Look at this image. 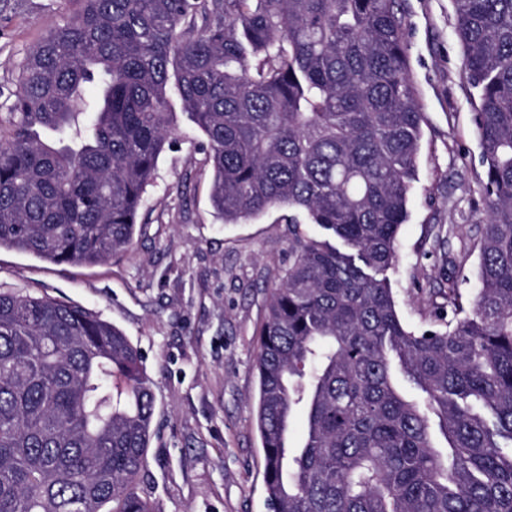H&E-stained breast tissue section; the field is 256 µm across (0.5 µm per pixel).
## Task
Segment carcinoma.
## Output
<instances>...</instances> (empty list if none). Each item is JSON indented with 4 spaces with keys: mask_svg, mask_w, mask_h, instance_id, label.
<instances>
[{
    "mask_svg": "<svg viewBox=\"0 0 512 512\" xmlns=\"http://www.w3.org/2000/svg\"><path fill=\"white\" fill-rule=\"evenodd\" d=\"M77 3L19 66L0 133V248L58 265L126 253L177 92L206 138L218 218L284 207L288 223L303 211L329 233L296 240L260 332L271 512H512V0H452L487 221L472 308L450 276L448 320L422 332L386 277L424 124L397 0ZM299 409L292 453L283 436ZM153 413L120 329L0 291V512H154L135 491Z\"/></svg>",
    "mask_w": 512,
    "mask_h": 512,
    "instance_id": "obj_1",
    "label": "carcinoma"
}]
</instances>
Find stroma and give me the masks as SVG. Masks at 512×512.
I'll list each match as a JSON object with an SVG mask.
<instances>
[{"mask_svg":"<svg viewBox=\"0 0 512 512\" xmlns=\"http://www.w3.org/2000/svg\"><path fill=\"white\" fill-rule=\"evenodd\" d=\"M73 8L72 0H0V119L27 51ZM400 8L425 123L398 261L387 276L402 321L422 329L448 308V276L474 300V242L487 213L451 0H400ZM175 124L176 142L158 161L129 252L86 266L1 249L0 288L98 311L141 351L154 414L137 492L155 512H269L254 416L260 330L292 243L323 230L285 223L279 208L223 223L210 202L204 137L184 115Z\"/></svg>","mask_w":512,"mask_h":512,"instance_id":"35a3bbf8","label":"stroma"}]
</instances>
